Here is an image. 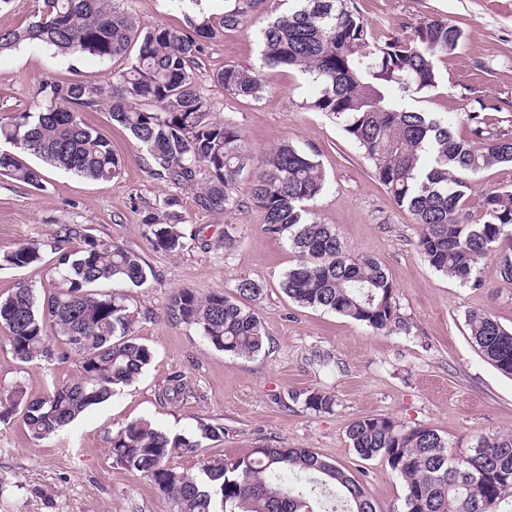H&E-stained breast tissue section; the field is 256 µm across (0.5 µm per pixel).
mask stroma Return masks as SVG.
I'll list each match as a JSON object with an SVG mask.
<instances>
[{
  "instance_id": "obj_1",
  "label": "stroma",
  "mask_w": 512,
  "mask_h": 512,
  "mask_svg": "<svg viewBox=\"0 0 512 512\" xmlns=\"http://www.w3.org/2000/svg\"><path fill=\"white\" fill-rule=\"evenodd\" d=\"M377 36L411 38L422 22L445 17L462 26L466 38L441 63L443 82L416 100L415 108L462 121L476 98L497 103L491 120L512 130V0H355ZM144 24L179 26L185 14L202 8L224 11V0H127ZM265 16L223 38L203 40L195 77L214 114L234 122L253 156L287 141L316 154L326 175L325 191L312 209L336 228L352 253L377 259L396 289L403 330L385 333L347 317L306 308L288 299L281 281L297 256L287 239L266 233L250 202L251 180L236 186L238 209L217 216L197 209L194 193L154 175L147 155L115 124L107 106L83 110L82 119L101 130L125 164L109 181H93L45 169L37 190L0 176V253L29 241H51L62 227L84 225L97 240L138 252L148 279L126 289L130 334L148 345L153 358L143 373L107 402L89 408L66 430L33 439L21 416L0 423V512H178L176 502L152 481L117 465L111 438L120 427L146 420L170 435L200 440L196 455L176 454L170 464L197 473L204 462L248 455L254 448H309L356 479L378 512H401L405 486L386 461L361 460L347 428L364 416L393 418L400 425H424L449 441L452 453L473 448L479 436L512 434V377L479 353L466 322L468 311H490L512 328V281L502 279L496 260L480 271L483 287L470 288L436 272L417 247L419 229L374 178L369 161L340 124L301 103L317 92L301 74L268 68L257 99H234L215 82L224 65H253L260 57L257 32ZM113 63L61 56L45 46H23L0 55V121L36 112L43 84L112 77ZM175 216L183 247L156 250L149 217ZM237 240L224 245L226 225ZM52 255L23 269L0 267V298L18 283L50 294ZM264 291L254 301L268 333L260 354L237 357L214 348L194 327L167 314L173 291L204 297L234 294L239 280ZM9 333L0 326V398L21 389L23 399L49 395L75 380V359L28 362L15 359ZM189 393L182 403L161 393L174 376ZM319 389L333 396L331 411L314 412L293 401L292 391ZM203 423L223 425L218 441L201 439Z\"/></svg>"
}]
</instances>
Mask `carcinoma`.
<instances>
[{
    "instance_id": "obj_1",
    "label": "carcinoma",
    "mask_w": 512,
    "mask_h": 512,
    "mask_svg": "<svg viewBox=\"0 0 512 512\" xmlns=\"http://www.w3.org/2000/svg\"><path fill=\"white\" fill-rule=\"evenodd\" d=\"M123 0H43V9L23 27L0 34V53L40 45L101 62L126 60L112 79L47 82L39 112H20L0 122V175L35 189L44 187L40 169L23 153L54 168L90 180L117 177L124 159L112 141L79 118L80 110L109 104L112 120L127 129L145 151L156 174L196 188V206L215 215L239 207L236 183L254 171L251 203L264 230L288 240L298 261L285 274L282 290L302 307L348 317L390 333L400 325L395 288L378 260L349 253L336 230L323 224L309 203L326 188L313 154L283 142L254 161L239 127L218 120L194 79L197 38L213 39L246 26L255 16L274 17L259 32L260 64L226 65L217 83L232 98H259L265 68L296 70L319 86L302 103L343 126L347 137L372 166L375 179L419 226L417 246L436 271L462 286L483 287L481 266L497 259L500 277L512 280V190L491 188L479 209L468 205L472 178L512 164V132L493 127L487 113L498 107L484 99L466 113V131L431 113L409 109L405 100L437 88L439 63L455 54L465 30L442 17L415 29L414 38H377L354 0H224V13L200 11L186 26L142 25ZM155 249L179 251L182 234L171 218L148 221ZM57 253L54 291L39 298L37 287L21 282L0 299V326L16 359L64 360L76 356L80 375L40 399L25 402L22 419L32 437L42 439L100 405L116 389L138 377L151 351L129 334L132 319L117 287H141L148 277L143 257L121 245L94 239L85 226L67 225L49 244L26 242L0 255V264L24 268ZM116 289L105 292L109 285ZM263 288L249 279L235 296L213 292L199 298L188 290L170 297L168 317L197 328L216 349L250 357L268 338L255 309ZM65 338L67 349L48 345L47 327ZM470 335L482 356L512 376V329L487 311L468 314ZM188 394L176 377L162 392L170 404ZM291 398L314 411L332 410L334 399L316 389ZM357 456L386 460L405 484L404 512H500L512 502V435H487L470 452L454 455L436 430L406 428L390 417H361L348 428ZM198 440L171 436L147 420H135L112 436L113 460L151 479L171 495L180 512H322L316 490L334 487L346 512H377L363 484L309 448H256L230 460L209 461L196 474L170 465L182 450L195 453Z\"/></svg>"
}]
</instances>
